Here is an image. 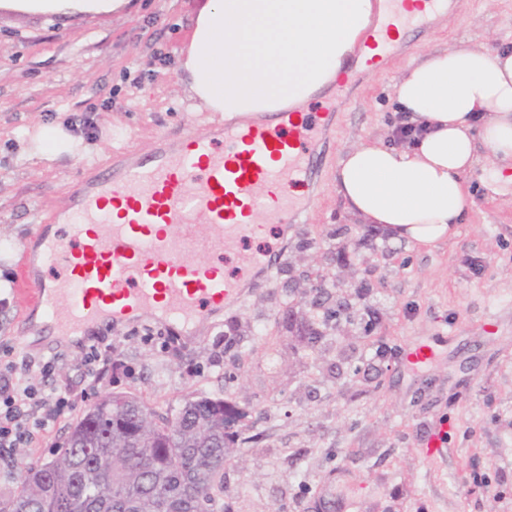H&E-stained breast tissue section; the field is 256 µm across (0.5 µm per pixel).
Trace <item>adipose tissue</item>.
Masks as SVG:
<instances>
[{
	"label": "adipose tissue",
	"mask_w": 512,
	"mask_h": 512,
	"mask_svg": "<svg viewBox=\"0 0 512 512\" xmlns=\"http://www.w3.org/2000/svg\"><path fill=\"white\" fill-rule=\"evenodd\" d=\"M129 0H0V11L46 17L108 14ZM372 0H207L182 63L190 98L225 117L306 104L333 83ZM424 129L414 144L363 143L336 165L346 212L396 241L451 239L470 204L465 175L493 155L489 182L512 164V52L451 47L409 65L395 86Z\"/></svg>",
	"instance_id": "adipose-tissue-1"
}]
</instances>
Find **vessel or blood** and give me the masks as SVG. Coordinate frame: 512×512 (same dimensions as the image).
<instances>
[{
  "label": "vessel or blood",
  "mask_w": 512,
  "mask_h": 512,
  "mask_svg": "<svg viewBox=\"0 0 512 512\" xmlns=\"http://www.w3.org/2000/svg\"><path fill=\"white\" fill-rule=\"evenodd\" d=\"M447 8L448 0H376L377 20L361 44L390 52L393 29L422 31ZM325 119L322 112H264L205 135L177 131L166 147L125 159L79 192L71 223L35 227L39 252L20 248L16 293L60 336L145 313L176 331L191 329L239 300L255 267L275 269L273 260L246 255L228 274L224 256L257 230L242 216L291 208L293 187L315 174ZM192 251L207 262L189 259ZM436 356L421 342L406 361L419 369Z\"/></svg>",
  "instance_id": "obj_1"
}]
</instances>
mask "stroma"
I'll return each mask as SVG.
<instances>
[{"label": "stroma", "instance_id": "35a3bbf8", "mask_svg": "<svg viewBox=\"0 0 512 512\" xmlns=\"http://www.w3.org/2000/svg\"><path fill=\"white\" fill-rule=\"evenodd\" d=\"M205 0H130L121 11L49 21L0 11V354L55 358L52 384L72 408L26 456L50 459L84 409L134 394L158 414L221 398L241 414L229 448L224 512H512V185L466 175L471 199L457 235L420 248L371 235L336 196L340 156L393 145L394 86L405 68L451 46L512 49V0H455L399 58L304 109L332 107L326 148L301 216H262L241 251L282 252L272 281L205 322L196 335L151 318L109 330L111 358L87 385L80 351L26 325L16 250L37 224H58L90 168L149 153L173 130L220 121L183 92L180 56ZM89 112L95 137L66 115ZM57 148L44 156L40 135ZM240 251V252H241ZM342 308L328 320L327 310ZM316 332L308 342V332ZM434 339L437 359L405 353ZM447 424L442 452L425 446ZM436 356L437 350L433 345L421 342L409 348L406 361L409 366L416 370L430 365Z\"/></svg>", "mask_w": 512, "mask_h": 512}]
</instances>
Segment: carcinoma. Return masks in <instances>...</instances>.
I'll return each instance as SVG.
<instances>
[{
	"label": "carcinoma",
	"mask_w": 512,
	"mask_h": 512,
	"mask_svg": "<svg viewBox=\"0 0 512 512\" xmlns=\"http://www.w3.org/2000/svg\"><path fill=\"white\" fill-rule=\"evenodd\" d=\"M180 427L112 393L92 404L48 461L25 464L0 512H224L226 448L238 415L226 401L186 402Z\"/></svg>",
	"instance_id": "obj_1"
}]
</instances>
